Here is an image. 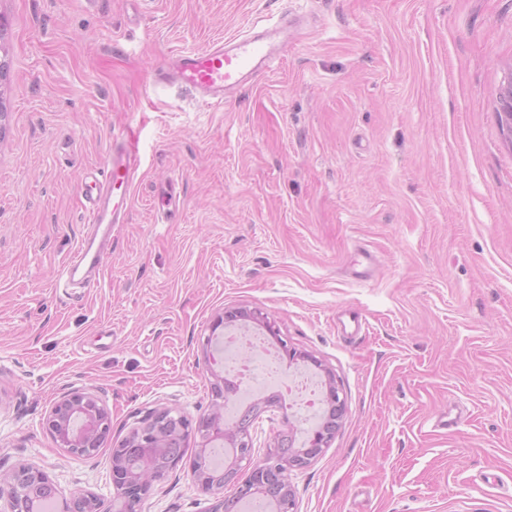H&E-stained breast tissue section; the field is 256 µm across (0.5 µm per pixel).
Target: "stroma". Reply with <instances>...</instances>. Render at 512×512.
<instances>
[{
	"label": "stroma",
	"instance_id": "obj_1",
	"mask_svg": "<svg viewBox=\"0 0 512 512\" xmlns=\"http://www.w3.org/2000/svg\"><path fill=\"white\" fill-rule=\"evenodd\" d=\"M0 474L113 495L45 419L92 389L123 439L206 416L218 315L266 314L346 413L298 512H512V0H0ZM296 22L224 103L172 55ZM140 155L98 286L59 284L113 138ZM452 428L435 427L442 415ZM185 462L140 512H209Z\"/></svg>",
	"mask_w": 512,
	"mask_h": 512
}]
</instances>
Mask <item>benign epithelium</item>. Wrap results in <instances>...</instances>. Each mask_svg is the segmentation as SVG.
Masks as SVG:
<instances>
[{
  "label": "benign epithelium",
  "instance_id": "1",
  "mask_svg": "<svg viewBox=\"0 0 512 512\" xmlns=\"http://www.w3.org/2000/svg\"><path fill=\"white\" fill-rule=\"evenodd\" d=\"M498 110L509 133L512 134V80L501 87L496 95ZM213 378V409L208 416L192 425L201 448L191 464L193 479L198 488L216 496L210 512H227L224 487L233 486L238 497L251 501L261 494L282 502L283 512H298L295 492L290 481L294 471L306 468L318 458L334 437L336 428L323 430L316 444L301 455H282L280 439H275L265 459L257 461L251 452V437L245 431L224 427V402L230 391L224 389V376L210 370ZM327 398L342 417L345 399L333 377H328ZM183 413L173 408L156 409L142 418L138 425L117 444L112 446L113 498L128 504L126 512H137V507L153 491L156 484L183 460V449L170 444L180 434L164 431L171 421L179 420ZM46 426L58 430L63 447L71 454L86 458L98 453L101 446L112 440V420L98 397L85 389L65 392L51 407ZM223 442L238 449L230 463L220 470L210 467L206 460L207 446ZM49 493L57 495L53 479L42 468L20 465L10 473L0 475V500H6L8 512H30L29 498ZM105 501L90 492L78 493L62 500L58 512H104Z\"/></svg>",
  "mask_w": 512,
  "mask_h": 512
}]
</instances>
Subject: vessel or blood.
Returning <instances> with one entry per match:
<instances>
[{
  "mask_svg": "<svg viewBox=\"0 0 512 512\" xmlns=\"http://www.w3.org/2000/svg\"><path fill=\"white\" fill-rule=\"evenodd\" d=\"M290 37L289 26L258 30L242 39L220 41L208 48L175 57L167 74L175 83L204 100L220 103L240 92L265 73L280 57ZM139 168L128 142L113 139L105 172L85 193L87 230L62 269L65 283L98 281L103 261L127 221L128 192Z\"/></svg>",
  "mask_w": 512,
  "mask_h": 512,
  "instance_id": "obj_1",
  "label": "vessel or blood"
}]
</instances>
